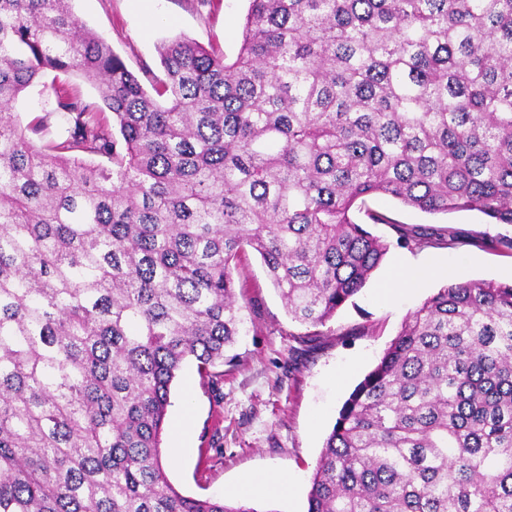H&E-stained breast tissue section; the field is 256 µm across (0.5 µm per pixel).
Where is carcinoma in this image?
I'll return each instance as SVG.
<instances>
[{
	"instance_id": "obj_1",
	"label": "carcinoma",
	"mask_w": 512,
	"mask_h": 512,
	"mask_svg": "<svg viewBox=\"0 0 512 512\" xmlns=\"http://www.w3.org/2000/svg\"><path fill=\"white\" fill-rule=\"evenodd\" d=\"M69 2L0 0V110L52 72L65 124L0 118V512H277L174 487L171 385L224 364L247 247L317 327L389 249L366 198L512 225V0H249L233 60L176 38L150 90ZM307 512H512V284L453 274L402 325Z\"/></svg>"
}]
</instances>
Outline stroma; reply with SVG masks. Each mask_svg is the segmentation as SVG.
Here are the masks:
<instances>
[{
    "mask_svg": "<svg viewBox=\"0 0 512 512\" xmlns=\"http://www.w3.org/2000/svg\"><path fill=\"white\" fill-rule=\"evenodd\" d=\"M248 0H71L73 12L102 35L143 85L162 77L161 47L182 37L234 59ZM51 90L31 88L13 105L22 123L46 118L38 145L62 131ZM369 209L387 223L370 225L389 245L362 292L319 327H303L288 315L259 256L245 251L234 271L246 284V331L232 361L199 375L187 362L171 390L169 417L187 414L180 431L165 428L163 456L171 483L196 498L247 501L270 512H306L310 483L323 443L354 387L379 361L402 324L444 287L448 276L512 282V253L486 247L484 238L512 236V227L487 223L476 212L429 215L383 196ZM455 231L461 243L401 246L398 225ZM187 440L177 449V436ZM288 475L284 494L259 492L246 498L237 487L247 479Z\"/></svg>",
    "mask_w": 512,
    "mask_h": 512,
    "instance_id": "stroma-1",
    "label": "stroma"
}]
</instances>
